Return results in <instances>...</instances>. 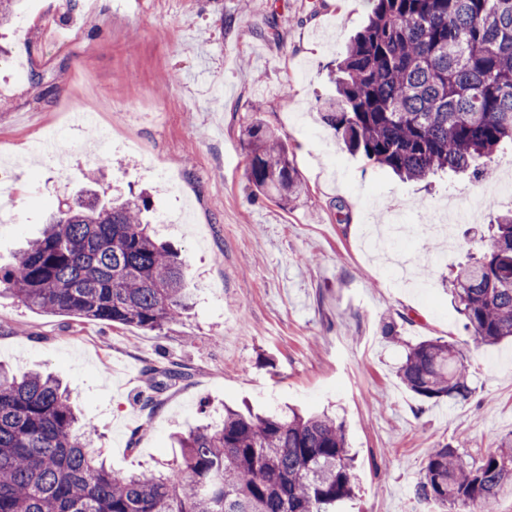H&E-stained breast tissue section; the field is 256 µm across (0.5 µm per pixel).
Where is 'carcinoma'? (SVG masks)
<instances>
[{
    "mask_svg": "<svg viewBox=\"0 0 512 512\" xmlns=\"http://www.w3.org/2000/svg\"><path fill=\"white\" fill-rule=\"evenodd\" d=\"M21 0H0V25ZM371 15L330 78L322 117L346 149L425 182L484 178L512 149V0H370ZM246 176L282 206L306 192L288 146L265 123L241 130ZM148 200L102 201L87 190L50 216L0 289L31 310L158 330L191 300L184 263L142 214ZM484 252L448 280L473 341L512 337V210L497 214ZM425 401L471 393L465 355L447 342L408 347L397 371ZM68 390L51 373L0 367V512H343L354 458L343 421L290 408L231 407L175 437L180 458L153 473L106 466ZM415 498L440 512H497L512 496V438L480 461L430 449Z\"/></svg>",
    "mask_w": 512,
    "mask_h": 512,
    "instance_id": "1",
    "label": "carcinoma"
}]
</instances>
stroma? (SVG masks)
Here are the masks:
<instances>
[{"mask_svg": "<svg viewBox=\"0 0 512 512\" xmlns=\"http://www.w3.org/2000/svg\"><path fill=\"white\" fill-rule=\"evenodd\" d=\"M369 13L368 0H23L19 23L0 29V164L14 171L1 265L91 174L108 198L147 192L149 220L192 213V223L157 230L180 251L195 291L162 330L47 315L0 295V363L60 378L112 469L172 461V433L227 404L327 408L345 419L357 457L351 512H425L413 489L431 448L450 445L472 462L512 436V343L476 345L442 286L482 252L492 212L512 198L462 214L450 239L410 234L409 251L423 257L420 291L393 287L360 247L366 225L414 226L477 189H498L512 179V153L498 155L494 179L427 188L349 154L319 102L335 95L329 72ZM73 102L94 112L95 126L73 122ZM256 118L294 150L308 189L295 206L255 195L248 182L239 135ZM55 129L70 155L64 176L35 157ZM146 149L172 170L178 195L142 170ZM423 339L463 351L469 398L426 402L400 383L406 345ZM150 365L183 377L155 393ZM153 394L150 411L143 401Z\"/></svg>", "mask_w": 512, "mask_h": 512, "instance_id": "1", "label": "stroma"}]
</instances>
